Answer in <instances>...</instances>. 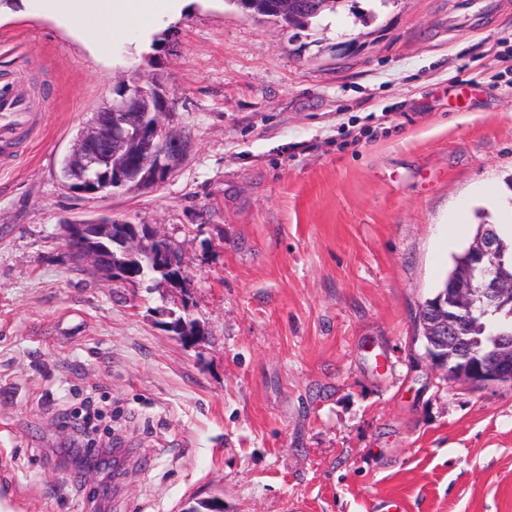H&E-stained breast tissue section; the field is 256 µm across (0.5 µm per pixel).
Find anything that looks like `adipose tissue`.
I'll use <instances>...</instances> for the list:
<instances>
[{"label": "adipose tissue", "instance_id": "ef3b65f1", "mask_svg": "<svg viewBox=\"0 0 512 512\" xmlns=\"http://www.w3.org/2000/svg\"><path fill=\"white\" fill-rule=\"evenodd\" d=\"M22 5L30 11L48 6L71 29L92 31L96 50L108 55L115 44L140 35L173 12L178 0H22Z\"/></svg>", "mask_w": 512, "mask_h": 512}]
</instances>
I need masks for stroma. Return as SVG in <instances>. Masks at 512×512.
<instances>
[{
	"label": "stroma",
	"instance_id": "1",
	"mask_svg": "<svg viewBox=\"0 0 512 512\" xmlns=\"http://www.w3.org/2000/svg\"><path fill=\"white\" fill-rule=\"evenodd\" d=\"M0 0V82L36 126L0 168V512H512V385L445 380L415 316L473 224H512V0H341L286 28L187 0L150 37ZM184 161L66 191L58 161L133 74ZM157 226L181 287L104 282L70 220ZM194 323V340L171 315ZM93 404L122 492L61 453Z\"/></svg>",
	"mask_w": 512,
	"mask_h": 512
}]
</instances>
